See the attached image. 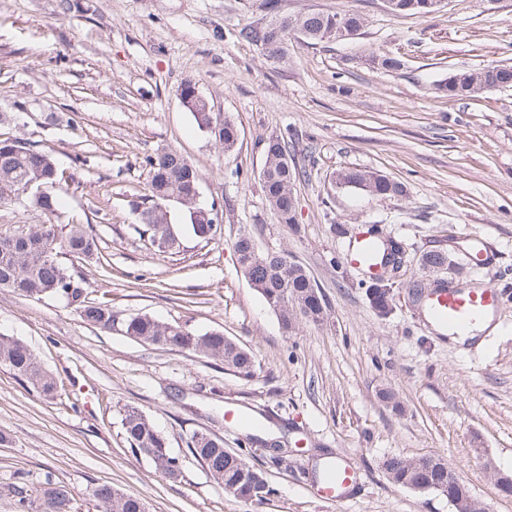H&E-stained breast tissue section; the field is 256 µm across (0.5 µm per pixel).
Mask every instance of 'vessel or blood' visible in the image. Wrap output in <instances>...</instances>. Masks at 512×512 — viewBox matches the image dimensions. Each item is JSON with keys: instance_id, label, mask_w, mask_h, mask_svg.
Returning <instances> with one entry per match:
<instances>
[{"instance_id": "b4317fda", "label": "vessel or blood", "mask_w": 512, "mask_h": 512, "mask_svg": "<svg viewBox=\"0 0 512 512\" xmlns=\"http://www.w3.org/2000/svg\"><path fill=\"white\" fill-rule=\"evenodd\" d=\"M504 298V288L494 283L479 288H444L428 295L427 312L436 327L464 336L495 313ZM357 481L355 470L336 465L332 476L322 484V496L330 502H343Z\"/></svg>"}]
</instances>
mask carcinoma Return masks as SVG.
<instances>
[{"mask_svg": "<svg viewBox=\"0 0 512 512\" xmlns=\"http://www.w3.org/2000/svg\"><path fill=\"white\" fill-rule=\"evenodd\" d=\"M388 10L396 16L427 15L435 12L432 0H388ZM271 14L259 28H246L242 36L260 43L267 50L266 60L279 64L288 56V38L293 36L307 44L340 42L353 38L361 30L364 18L354 11L309 10L294 17L293 25H276L281 18L278 0H267ZM512 87V66H487L478 71L458 70L448 81L436 85V90L450 98L467 99L492 89ZM193 118L198 128L207 133L226 151L239 141V130L226 117L220 128L211 127L214 113L196 109ZM290 131L271 135L265 142V162L260 173L262 189L272 207L277 222L288 227L296 223V200L293 185L302 169L288 159ZM149 179L145 192L132 204L136 215L137 232L149 245L162 253L173 254L179 249V234L169 218V205H185L192 200L199 186L197 169L182 163V154L170 147H161L146 159ZM66 181L52 154L39 142L27 141L18 146L0 140V199L8 193L25 195L33 207L53 215L60 205L61 184ZM336 182L370 196L387 198L404 193L401 184L371 170L345 168L337 172ZM193 234L203 240L213 237V225L192 209H187ZM376 242L375 264L381 272L370 278L367 288L375 289L371 307L379 312L386 304L391 290L387 280L402 266V247L399 243L379 237ZM239 269L244 277L279 317L282 330L293 333L301 324L321 325L327 317V301H315L317 283L300 264L287 267L286 253L258 249L250 231L241 232L233 243ZM98 247L88 224L52 222L39 224L20 234L0 235V288L33 298L67 293L65 300L86 323L106 332L112 330V305L88 297L89 285L81 272L63 265L58 256L65 253L80 262L97 255ZM123 334L147 345L171 350H185L200 357L220 359L224 366L242 377L255 371L252 353L220 331H192L179 323H165L146 314L124 315ZM0 367H6L20 380L30 384L43 398L56 396V382L31 349L22 340L0 336ZM130 448L146 453L156 470L169 479L181 474L166 438L156 430L149 417L138 407L128 405L121 420ZM191 455L202 463L212 479L224 487L226 494L246 504H262L274 495L275 489L264 472L250 465L243 454L224 448V441L206 432H193L187 442ZM433 457L422 456L412 461L391 457L383 462L388 480L396 486L413 490L420 482L429 481L448 489V479L435 476ZM18 508L27 512L34 504L43 505L42 512H71L72 495L61 484L48 483L32 489L24 482L11 487ZM90 494L103 506V512H146L139 497L118 492L107 483H95Z\"/></svg>", "mask_w": 512, "mask_h": 512, "instance_id": "cac0c4a2", "label": "carcinoma"}]
</instances>
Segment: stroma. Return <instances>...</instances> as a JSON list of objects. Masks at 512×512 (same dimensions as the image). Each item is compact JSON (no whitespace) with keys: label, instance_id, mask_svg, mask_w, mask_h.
Listing matches in <instances>:
<instances>
[{"label":"stroma","instance_id":"obj_1","mask_svg":"<svg viewBox=\"0 0 512 512\" xmlns=\"http://www.w3.org/2000/svg\"><path fill=\"white\" fill-rule=\"evenodd\" d=\"M353 10L355 38L292 43L288 60L267 62L241 29L263 26L266 0H0V140L45 144L71 179L53 217L0 203V233L34 224L92 225L99 258L82 264L89 296L123 314H146L223 332L250 350L255 373L141 344L86 324L59 297L39 300L0 289V334L26 342L57 383L47 401L0 367V512H19L9 491L66 485L73 512H98L88 494L110 483L141 497L147 512H454L445 495L399 488L383 462L442 456L488 512H512L496 474L512 475V300L497 327L451 341L417 308L421 258L447 251L444 280L512 285V89L472 99L433 91L459 69L512 66V0H447L431 15L396 16L384 0H280L281 13ZM371 55L400 57L388 73ZM197 82L213 112L236 123L237 147L222 151L182 105L184 80ZM58 117L45 123L47 114ZM292 129L297 222L278 224L261 187L264 141ZM161 147L182 153L201 175L205 204L223 211V231L197 239L184 209L171 207L180 253L147 246L131 203L148 180L145 159ZM344 168L402 183L378 198L338 185ZM375 229L399 242L404 264L394 308H371L364 269L344 255ZM251 230L261 250L288 252L324 292L321 325L283 333L277 315L240 272L233 243ZM487 246L484 269L471 261ZM396 393L402 412L380 398ZM143 410L182 463L179 480L158 473L123 434L125 406ZM242 411L288 450L277 463L250 442L226 409ZM224 440L265 471L271 500L244 505L225 494L189 453L192 432ZM359 475L347 499H323L319 454Z\"/></svg>","mask_w":512,"mask_h":512}]
</instances>
